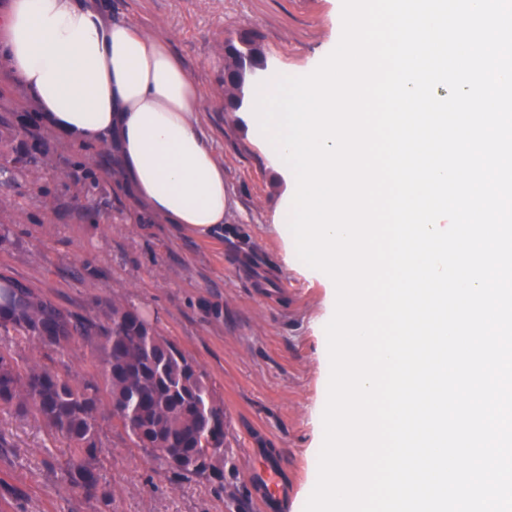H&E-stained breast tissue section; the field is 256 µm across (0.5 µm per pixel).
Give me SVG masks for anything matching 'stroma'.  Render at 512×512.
<instances>
[{"mask_svg":"<svg viewBox=\"0 0 512 512\" xmlns=\"http://www.w3.org/2000/svg\"><path fill=\"white\" fill-rule=\"evenodd\" d=\"M113 21L167 40L201 84V129L224 165L232 202L205 237L151 216L116 186L118 161L75 146L40 117L33 96L0 67V272L58 305L106 320L138 308L204 372L224 404V479L182 478L103 413L90 497L60 480L75 454L33 414L0 410V480L14 488L0 512H304L318 473L322 402L330 376V288L286 256L274 224L292 192L270 167L248 107L224 108V46L255 36L265 69L311 70L339 41L342 0H102ZM19 364H45L79 383L100 365L81 344L55 352L0 339ZM276 463L285 503L260 495L252 469Z\"/></svg>","mask_w":512,"mask_h":512,"instance_id":"obj_1","label":"stroma"}]
</instances>
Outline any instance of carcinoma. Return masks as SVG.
<instances>
[{
	"instance_id": "cac0c4a2",
	"label": "carcinoma",
	"mask_w": 512,
	"mask_h": 512,
	"mask_svg": "<svg viewBox=\"0 0 512 512\" xmlns=\"http://www.w3.org/2000/svg\"><path fill=\"white\" fill-rule=\"evenodd\" d=\"M262 52L247 34L224 54V97L242 106L247 71ZM20 336L64 351L79 343L97 358L103 385L79 384L47 365L21 366L0 349V408L33 412L78 453L61 479L87 494L98 490L93 463L102 398L139 448L182 477L224 478V408L207 376L134 307L112 308L108 320L66 309L0 272V337Z\"/></svg>"
}]
</instances>
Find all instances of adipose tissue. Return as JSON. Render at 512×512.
<instances>
[{"mask_svg":"<svg viewBox=\"0 0 512 512\" xmlns=\"http://www.w3.org/2000/svg\"><path fill=\"white\" fill-rule=\"evenodd\" d=\"M0 26V66L45 123L112 148L150 213L199 236L223 224L224 167L196 117L203 90L165 39L112 21L95 0H12Z\"/></svg>","mask_w":512,"mask_h":512,"instance_id":"obj_1","label":"adipose tissue"}]
</instances>
